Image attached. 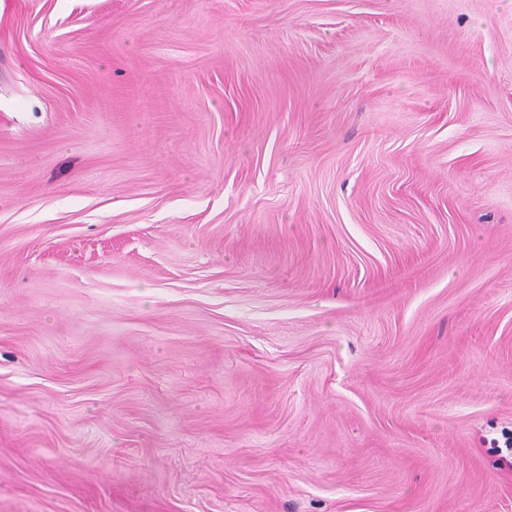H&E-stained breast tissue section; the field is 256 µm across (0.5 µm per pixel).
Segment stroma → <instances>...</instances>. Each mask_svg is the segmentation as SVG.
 <instances>
[{
	"label": "stroma",
	"mask_w": 512,
	"mask_h": 512,
	"mask_svg": "<svg viewBox=\"0 0 512 512\" xmlns=\"http://www.w3.org/2000/svg\"><path fill=\"white\" fill-rule=\"evenodd\" d=\"M512 0H0V512H512Z\"/></svg>",
	"instance_id": "obj_1"
}]
</instances>
